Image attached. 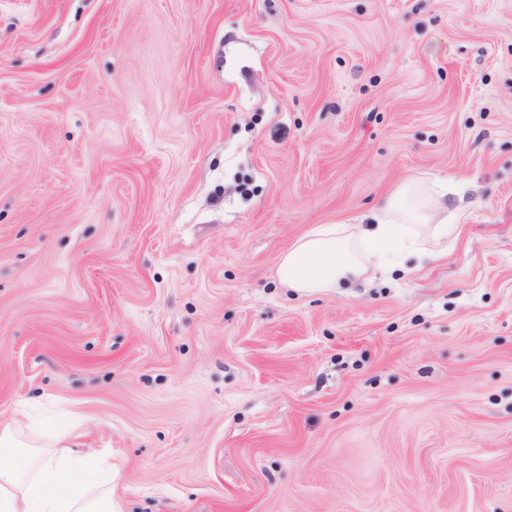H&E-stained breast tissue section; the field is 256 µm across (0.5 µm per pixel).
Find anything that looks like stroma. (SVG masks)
<instances>
[{
  "label": "stroma",
  "mask_w": 512,
  "mask_h": 512,
  "mask_svg": "<svg viewBox=\"0 0 512 512\" xmlns=\"http://www.w3.org/2000/svg\"><path fill=\"white\" fill-rule=\"evenodd\" d=\"M445 187L446 256L283 252ZM118 512H512V0H0V420Z\"/></svg>",
  "instance_id": "1"
}]
</instances>
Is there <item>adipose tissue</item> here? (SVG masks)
Segmentation results:
<instances>
[{"label": "adipose tissue", "instance_id": "1", "mask_svg": "<svg viewBox=\"0 0 512 512\" xmlns=\"http://www.w3.org/2000/svg\"><path fill=\"white\" fill-rule=\"evenodd\" d=\"M437 185L400 186L370 224H321L282 255L281 283L302 293L341 284H369V270H382L405 256L445 255L452 229ZM80 414L32 418L18 411L0 421V512H114L112 456L77 448L72 432Z\"/></svg>", "mask_w": 512, "mask_h": 512}]
</instances>
